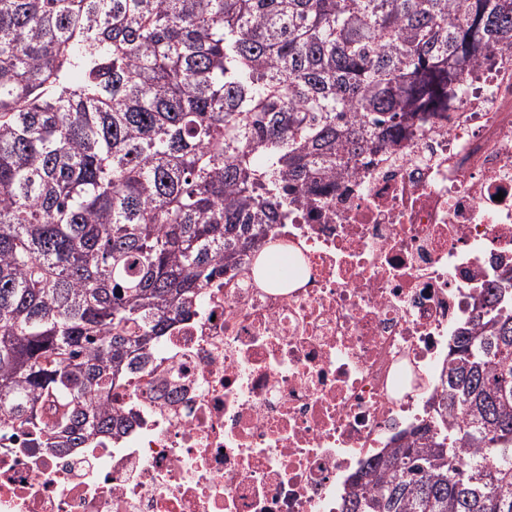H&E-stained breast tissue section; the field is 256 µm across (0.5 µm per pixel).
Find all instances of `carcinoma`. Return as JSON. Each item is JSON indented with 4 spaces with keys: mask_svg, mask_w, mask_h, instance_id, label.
I'll return each instance as SVG.
<instances>
[{
    "mask_svg": "<svg viewBox=\"0 0 512 512\" xmlns=\"http://www.w3.org/2000/svg\"><path fill=\"white\" fill-rule=\"evenodd\" d=\"M512 0H0V425L52 453L298 204L336 194L490 47ZM448 351L450 416L340 512H512V288Z\"/></svg>",
    "mask_w": 512,
    "mask_h": 512,
    "instance_id": "carcinoma-1",
    "label": "carcinoma"
}]
</instances>
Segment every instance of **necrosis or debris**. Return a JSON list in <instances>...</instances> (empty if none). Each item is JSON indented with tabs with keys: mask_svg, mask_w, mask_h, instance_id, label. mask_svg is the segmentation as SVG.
I'll return each mask as SVG.
<instances>
[{
	"mask_svg": "<svg viewBox=\"0 0 512 512\" xmlns=\"http://www.w3.org/2000/svg\"><path fill=\"white\" fill-rule=\"evenodd\" d=\"M277 231L298 273L214 278L127 368L116 443L0 439V512H338L351 473L440 414L450 339L512 269V47Z\"/></svg>",
	"mask_w": 512,
	"mask_h": 512,
	"instance_id": "4bbe7bcc",
	"label": "necrosis or debris"
}]
</instances>
